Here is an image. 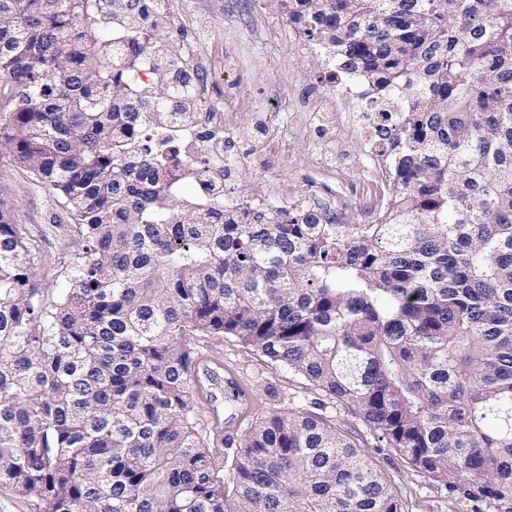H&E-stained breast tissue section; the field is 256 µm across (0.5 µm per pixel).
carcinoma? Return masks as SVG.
Listing matches in <instances>:
<instances>
[{
	"label": "carcinoma",
	"mask_w": 512,
	"mask_h": 512,
	"mask_svg": "<svg viewBox=\"0 0 512 512\" xmlns=\"http://www.w3.org/2000/svg\"><path fill=\"white\" fill-rule=\"evenodd\" d=\"M382 106L377 224L241 214L188 142L166 0H0V146L79 253L47 299L0 211V483L43 512H409L349 435L295 407L226 460L198 430L196 338L232 336L356 412L472 512H512V0H282ZM155 76L134 78L145 57Z\"/></svg>",
	"instance_id": "carcinoma-1"
}]
</instances>
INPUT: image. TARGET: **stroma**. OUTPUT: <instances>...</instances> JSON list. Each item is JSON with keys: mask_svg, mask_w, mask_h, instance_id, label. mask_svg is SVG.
Masks as SVG:
<instances>
[{"mask_svg": "<svg viewBox=\"0 0 512 512\" xmlns=\"http://www.w3.org/2000/svg\"><path fill=\"white\" fill-rule=\"evenodd\" d=\"M168 24L158 32L173 51L193 44L207 101L232 113L231 153L236 159L228 188L245 198L298 192L322 201L346 202L348 223H365L360 191L370 149L354 125L365 103L340 95L327 81L325 62L307 48L281 0H168ZM332 100L336 126L319 127L308 101ZM0 209L21 225L34 256L36 279L49 293L65 285L67 266L78 251L74 220L61 198L0 150ZM199 357L224 367L252 394L255 405L237 433L274 410L299 406L332 420L358 448L385 470L409 512H452L444 486L425 482L345 406L332 403L304 379L268 363L234 337H199Z\"/></svg>", "mask_w": 512, "mask_h": 512, "instance_id": "35a3bbf8", "label": "stroma"}]
</instances>
